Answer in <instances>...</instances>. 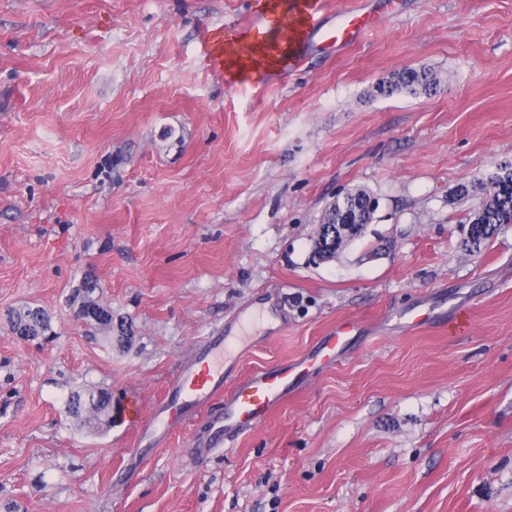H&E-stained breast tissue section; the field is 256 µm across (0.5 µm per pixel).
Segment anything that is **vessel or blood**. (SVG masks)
<instances>
[{
  "label": "vessel or blood",
  "mask_w": 512,
  "mask_h": 512,
  "mask_svg": "<svg viewBox=\"0 0 512 512\" xmlns=\"http://www.w3.org/2000/svg\"><path fill=\"white\" fill-rule=\"evenodd\" d=\"M275 15L265 50L283 68L295 67L300 61L306 36L348 44L369 25L368 18L351 10L335 28L324 27L314 0H279ZM351 328V323L339 324L292 360L258 368L230 383L224 377V352L234 339L220 331L213 333L197 345L193 358L155 406L151 420L139 424L140 447L156 446L167 435L185 428L191 414L200 413L207 417L209 432L205 438H191L190 445L196 455L210 456L264 423L313 371L334 365Z\"/></svg>",
  "instance_id": "b4317fda"
}]
</instances>
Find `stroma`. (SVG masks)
<instances>
[{"mask_svg": "<svg viewBox=\"0 0 512 512\" xmlns=\"http://www.w3.org/2000/svg\"><path fill=\"white\" fill-rule=\"evenodd\" d=\"M316 2L374 23L237 80L202 47L260 0H0V512H512V224L461 247L462 188L512 163V0ZM407 67L436 91L373 95ZM356 188L373 222L319 260ZM87 279L111 335L72 315ZM267 293L285 328L245 327L239 375L357 323L341 360L208 459L200 419L136 452L130 406ZM437 305L467 331L401 326ZM25 306L47 339L11 333ZM97 389L100 431L67 409ZM15 325L13 323V318H10V327L13 334L17 332V329L20 325L36 321L38 326V336H36V339L45 336L46 332L50 329V318L47 315V313L40 309L39 307H28L23 312L19 313L17 317L14 319Z\"/></svg>", "mask_w": 512, "mask_h": 512, "instance_id": "35a3bbf8", "label": "stroma"}]
</instances>
